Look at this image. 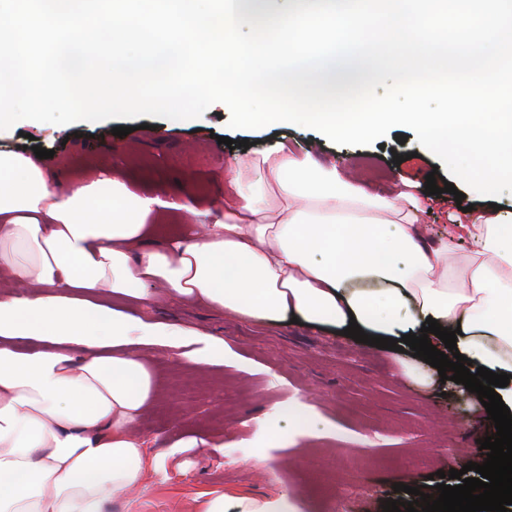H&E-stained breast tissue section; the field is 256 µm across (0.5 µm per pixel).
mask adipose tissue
Here are the masks:
<instances>
[{
    "mask_svg": "<svg viewBox=\"0 0 512 512\" xmlns=\"http://www.w3.org/2000/svg\"><path fill=\"white\" fill-rule=\"evenodd\" d=\"M278 195L265 204L229 165L224 214L153 245L169 202L101 174L72 194L29 156L0 152V512H105L134 504L151 458L136 432L159 387L137 346L223 361L210 334L136 317L102 293L147 303L155 285L245 321L293 313L401 339L427 319L458 330L462 355L512 375V206L458 225L475 250L419 222L418 200L376 198L280 142L259 159ZM19 337L37 340L21 352ZM298 512L287 494H220L201 512Z\"/></svg>",
    "mask_w": 512,
    "mask_h": 512,
    "instance_id": "ef3b65f1",
    "label": "adipose tissue"
}]
</instances>
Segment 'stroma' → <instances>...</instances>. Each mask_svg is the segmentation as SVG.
<instances>
[{
  "label": "stroma",
  "instance_id": "stroma-1",
  "mask_svg": "<svg viewBox=\"0 0 512 512\" xmlns=\"http://www.w3.org/2000/svg\"><path fill=\"white\" fill-rule=\"evenodd\" d=\"M230 113L217 103L201 117L181 123L140 116L71 125L20 122L0 132V150H22L28 141L52 150L42 167L59 193L90 183L104 169L132 191L173 202L175 224H207L224 211V173L236 162H252L262 149L288 142L298 154L318 148L317 161L347 172L359 164L356 182L367 192L388 196L400 180L415 187L420 222L436 238L446 236L459 207L488 209L512 204V194L488 198L466 190L429 195L427 175L449 177L435 155L419 153L408 128H392L381 144L338 146L318 132L295 125L231 130ZM131 126L127 136L113 128ZM406 137L409 160L395 163L397 137ZM248 147H227V139ZM195 204L196 213L184 211ZM153 302L135 307L151 320L199 330L219 338L233 361L198 365L179 349L143 346L161 393L137 424L150 455L161 456L162 473L149 475L137 512H196L206 493L246 492L277 498L288 493L299 512H382L386 501L410 502L399 491L404 476L414 487L436 494L433 470L483 463L478 441L494 434L486 411H473L471 397L453 381L422 386L401 374L399 355L343 336L339 330L306 322L242 321L217 309L181 302L154 287ZM311 406L306 424L288 409ZM265 428L268 441L257 445ZM220 432L224 453L187 448L166 456L172 441Z\"/></svg>",
  "mask_w": 512,
  "mask_h": 512
}]
</instances>
